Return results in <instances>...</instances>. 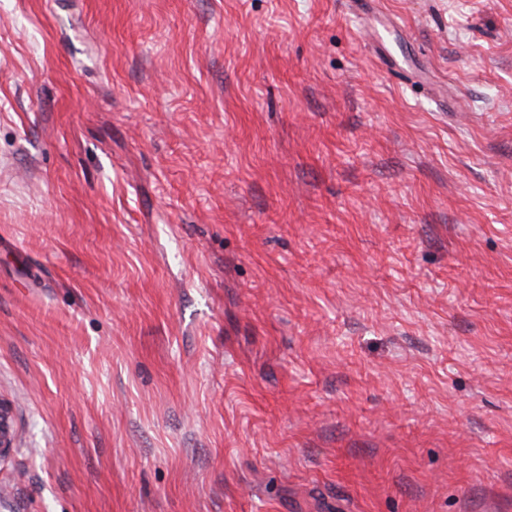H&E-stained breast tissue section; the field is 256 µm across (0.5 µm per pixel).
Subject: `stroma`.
I'll return each mask as SVG.
<instances>
[{"label": "stroma", "mask_w": 512, "mask_h": 512, "mask_svg": "<svg viewBox=\"0 0 512 512\" xmlns=\"http://www.w3.org/2000/svg\"><path fill=\"white\" fill-rule=\"evenodd\" d=\"M0 399V512H512V0H0Z\"/></svg>", "instance_id": "stroma-1"}]
</instances>
